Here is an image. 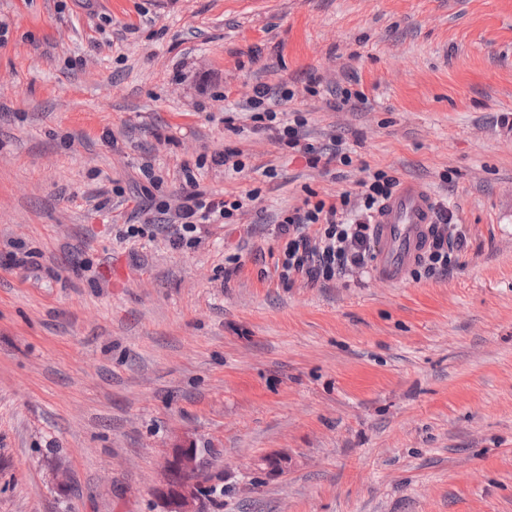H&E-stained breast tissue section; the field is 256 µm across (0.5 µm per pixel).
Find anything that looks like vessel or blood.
I'll return each mask as SVG.
<instances>
[{
  "label": "vessel or blood",
  "mask_w": 512,
  "mask_h": 512,
  "mask_svg": "<svg viewBox=\"0 0 512 512\" xmlns=\"http://www.w3.org/2000/svg\"><path fill=\"white\" fill-rule=\"evenodd\" d=\"M433 222L429 192L414 183L402 184L385 202L376 220V276L388 284L402 283L430 242Z\"/></svg>",
  "instance_id": "1"
}]
</instances>
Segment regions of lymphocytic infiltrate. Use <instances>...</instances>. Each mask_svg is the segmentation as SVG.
<instances>
[{
	"label": "lymphocytic infiltrate",
	"instance_id": "lymphocytic-infiltrate-1",
	"mask_svg": "<svg viewBox=\"0 0 512 512\" xmlns=\"http://www.w3.org/2000/svg\"><path fill=\"white\" fill-rule=\"evenodd\" d=\"M294 96L284 83L273 88L256 87L244 106L255 130L271 132L276 141L300 147L310 166L322 171H329L336 162L350 164L341 145L328 149L301 143L299 129L305 124L304 118H289L283 109ZM183 181L182 202L176 210H169L163 202L155 206L171 226V243L177 248L198 243L205 225L230 223L238 213L255 208L260 196L256 190L228 199L207 194L189 171L184 172ZM398 185L394 176L377 170L360 181L358 191L346 190L319 199L308 196L284 211L276 221V234L283 241L277 260L280 280L290 282L300 277L325 284L347 270L367 268L374 259V216ZM435 216L431 242L413 269V277L447 273L463 248L460 227L454 224L447 206H439Z\"/></svg>",
	"mask_w": 512,
	"mask_h": 512
}]
</instances>
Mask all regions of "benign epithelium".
I'll return each mask as SVG.
<instances>
[{"label":"benign epithelium","instance_id":"1","mask_svg":"<svg viewBox=\"0 0 512 512\" xmlns=\"http://www.w3.org/2000/svg\"><path fill=\"white\" fill-rule=\"evenodd\" d=\"M199 478L198 449L191 443L172 449L154 489L163 512H200Z\"/></svg>","mask_w":512,"mask_h":512}]
</instances>
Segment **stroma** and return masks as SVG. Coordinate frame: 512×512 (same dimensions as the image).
<instances>
[{
	"mask_svg": "<svg viewBox=\"0 0 512 512\" xmlns=\"http://www.w3.org/2000/svg\"><path fill=\"white\" fill-rule=\"evenodd\" d=\"M0 25V512H160L189 440L204 512H512V0H0ZM262 83L350 164L228 129ZM186 168L258 210L125 240L118 198L177 206ZM379 169L447 203L458 265L282 282L275 214ZM334 143V147L329 149L317 147L312 143H304L300 150L306 155L311 167L321 166L322 171L328 173L331 165L337 161L344 165L351 162L350 156L342 148V141L335 140ZM244 155L238 150L224 149L211 157V162L217 167H224V172L241 173L248 166Z\"/></svg>",
	"mask_w": 512,
	"mask_h": 512,
	"instance_id": "obj_1",
	"label": "stroma"
}]
</instances>
